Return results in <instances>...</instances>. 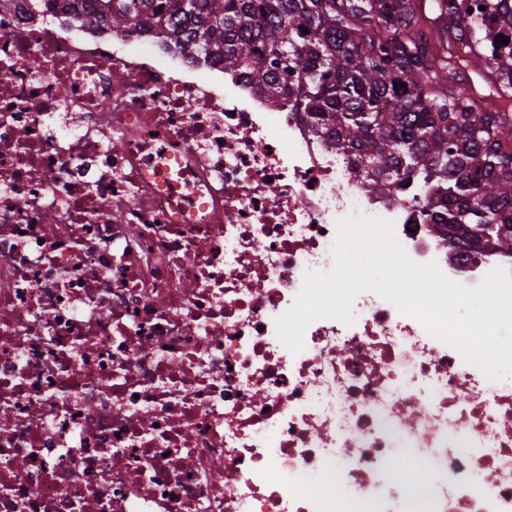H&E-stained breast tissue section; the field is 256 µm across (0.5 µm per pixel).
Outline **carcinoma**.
Wrapping results in <instances>:
<instances>
[{"instance_id": "cac0c4a2", "label": "carcinoma", "mask_w": 512, "mask_h": 512, "mask_svg": "<svg viewBox=\"0 0 512 512\" xmlns=\"http://www.w3.org/2000/svg\"><path fill=\"white\" fill-rule=\"evenodd\" d=\"M80 22L222 62L369 192L437 182L450 244L512 255V0H93Z\"/></svg>"}]
</instances>
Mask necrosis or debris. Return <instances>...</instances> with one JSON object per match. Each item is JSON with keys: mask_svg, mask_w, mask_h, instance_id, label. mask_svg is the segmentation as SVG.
<instances>
[{"mask_svg": "<svg viewBox=\"0 0 512 512\" xmlns=\"http://www.w3.org/2000/svg\"><path fill=\"white\" fill-rule=\"evenodd\" d=\"M191 56L0 0V512H512V375L372 292L275 328L352 214L469 287L512 256Z\"/></svg>", "mask_w": 512, "mask_h": 512, "instance_id": "1", "label": "necrosis or debris"}]
</instances>
